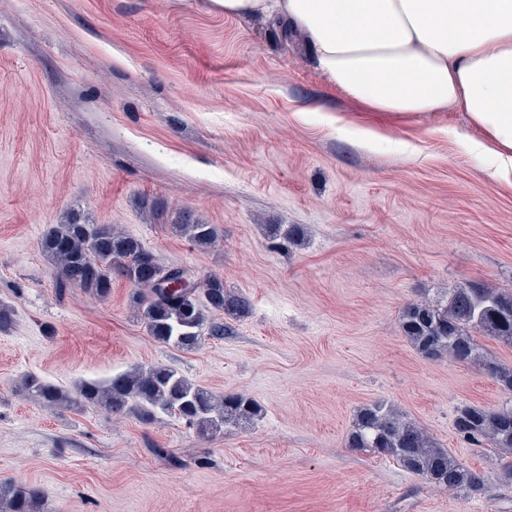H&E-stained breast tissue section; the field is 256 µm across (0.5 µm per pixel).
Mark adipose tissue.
<instances>
[{"instance_id": "1", "label": "adipose tissue", "mask_w": 512, "mask_h": 512, "mask_svg": "<svg viewBox=\"0 0 512 512\" xmlns=\"http://www.w3.org/2000/svg\"><path fill=\"white\" fill-rule=\"evenodd\" d=\"M229 18H275L316 69L373 110L419 115L455 106L512 186V0H209Z\"/></svg>"}]
</instances>
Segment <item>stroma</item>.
<instances>
[{"label":"stroma","instance_id":"stroma-1","mask_svg":"<svg viewBox=\"0 0 512 512\" xmlns=\"http://www.w3.org/2000/svg\"><path fill=\"white\" fill-rule=\"evenodd\" d=\"M460 134L481 136L452 107L374 111L274 21L206 0H0V304L14 313L0 333V481L43 488V512H512L496 449L453 426L458 406L510 408L512 393L421 357L399 321L462 283L512 289V187ZM73 208L161 265L223 277L251 314L183 350L147 335L123 279L103 301L58 291L40 240ZM179 217L215 225L220 244L173 234ZM272 224L302 236L271 239ZM137 365L246 393L263 414L204 439L165 415L52 413L16 389L30 373L70 390ZM375 401L483 471L487 495L435 491L348 448Z\"/></svg>","mask_w":512,"mask_h":512}]
</instances>
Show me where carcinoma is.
I'll return each instance as SVG.
<instances>
[{"label":"carcinoma","instance_id":"1","mask_svg":"<svg viewBox=\"0 0 512 512\" xmlns=\"http://www.w3.org/2000/svg\"><path fill=\"white\" fill-rule=\"evenodd\" d=\"M173 232L188 238L200 249L215 246V225H171ZM40 247L54 264L57 287L79 288L85 294L105 299L112 291V278L133 287L131 301L147 334L159 343L181 349L196 347L203 334L221 337L230 322L251 314L250 300L224 286L214 274L201 279V287H167L185 278L188 270L164 267L142 243L114 228L93 224L80 211L67 212L60 223L43 234ZM402 332L412 347L429 360L448 359L475 364L484 375L512 392V368L484 355L477 335L512 344V290L473 283L448 289L441 301H415L400 316ZM18 391L54 412L80 411L98 405L114 416H133L145 425L167 415L184 421L203 438L223 431L230 423L245 424L263 409L244 393L214 396L163 365L135 366L105 381L89 380L72 390L64 389L37 374H28ZM456 433L466 442H488L512 455V408L490 410L478 405L457 409ZM347 445L395 460L405 471L444 491H462L470 498L488 492L486 476L460 462L407 415L374 402L360 407L346 437ZM45 491L36 485L0 481V512H40Z\"/></svg>","mask_w":512,"mask_h":512}]
</instances>
